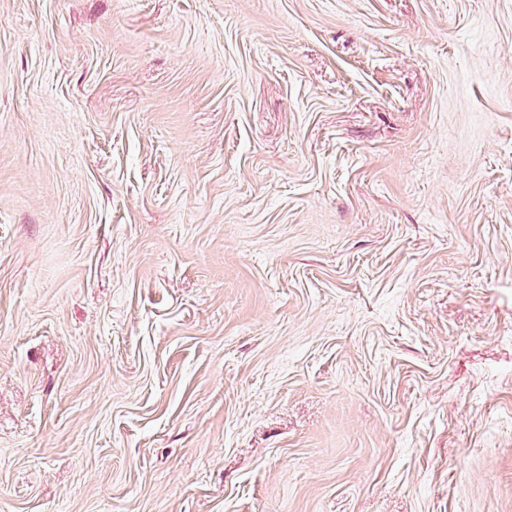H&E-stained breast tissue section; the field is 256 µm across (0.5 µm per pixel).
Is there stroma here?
<instances>
[{
	"mask_svg": "<svg viewBox=\"0 0 512 512\" xmlns=\"http://www.w3.org/2000/svg\"><path fill=\"white\" fill-rule=\"evenodd\" d=\"M0 512H512V0H0Z\"/></svg>",
	"mask_w": 512,
	"mask_h": 512,
	"instance_id": "obj_1",
	"label": "stroma"
}]
</instances>
